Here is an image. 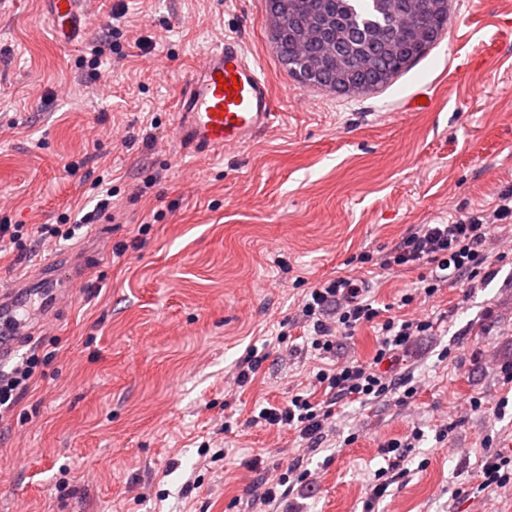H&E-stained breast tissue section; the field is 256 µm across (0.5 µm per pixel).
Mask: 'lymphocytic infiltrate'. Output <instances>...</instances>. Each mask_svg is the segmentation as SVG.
<instances>
[{
    "mask_svg": "<svg viewBox=\"0 0 512 512\" xmlns=\"http://www.w3.org/2000/svg\"><path fill=\"white\" fill-rule=\"evenodd\" d=\"M511 222L512 188L498 195L493 209L467 212L445 224L414 225L399 245L383 253L378 267L387 272L430 264L432 276L424 292L434 295L439 288L453 286L461 277L480 275L488 259L485 245L494 225ZM302 313L313 326V346L319 351L329 349L336 337L351 335L362 324L379 322L381 338L373 362L327 366L316 374L317 382L333 396L363 402L380 397L391 387L378 369L379 362L396 356L411 337L433 328L432 321L427 319L382 317L367 299L363 281L352 276L312 288ZM39 364L38 354L33 353L17 362L10 372L0 374V414L8 412L18 392L32 382ZM333 415L331 405L323 406L297 395L287 406L262 408L254 421L268 428H295L303 438L317 442L322 440L324 425Z\"/></svg>",
    "mask_w": 512,
    "mask_h": 512,
    "instance_id": "obj_1",
    "label": "lymphocytic infiltrate"
}]
</instances>
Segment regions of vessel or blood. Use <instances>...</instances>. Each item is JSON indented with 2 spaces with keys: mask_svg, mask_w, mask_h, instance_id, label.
<instances>
[{
  "mask_svg": "<svg viewBox=\"0 0 512 512\" xmlns=\"http://www.w3.org/2000/svg\"><path fill=\"white\" fill-rule=\"evenodd\" d=\"M86 2L48 0V18L61 45H70L88 29L93 15ZM276 119L270 86L235 37L204 54L201 66L182 85L175 112L180 144L191 154L220 153L225 147L254 140ZM63 267L71 281L82 280L85 259L75 255L61 267L42 264L0 289V364L9 361L44 322L55 319L68 299V283H62L59 275ZM34 297L39 300L36 313L20 317L21 304Z\"/></svg>",
  "mask_w": 512,
  "mask_h": 512,
  "instance_id": "b4317fda",
  "label": "vessel or blood"
}]
</instances>
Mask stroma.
I'll use <instances>...</instances> for the list:
<instances>
[{
    "mask_svg": "<svg viewBox=\"0 0 512 512\" xmlns=\"http://www.w3.org/2000/svg\"><path fill=\"white\" fill-rule=\"evenodd\" d=\"M90 8L63 47L46 0H0V224L29 229L0 249V284L89 259L88 284L36 336L35 383L0 423V512H252L274 468L290 490L268 512H512V492L476 490L484 457L512 450V228L487 243V277L429 298L430 265L373 275L358 261L512 187V0H449L423 57L385 89L346 95L289 76L265 0ZM103 31L112 50L96 60ZM228 35L280 117L223 154L186 153L176 98ZM422 92L429 109L406 111ZM81 209L94 222L72 240L30 232ZM348 274L367 277L377 308L435 328L382 363L389 393L338 403L314 450L252 415L298 393L325 401L321 365L372 360L376 324L321 355L300 313L316 283ZM253 351L250 382L226 384ZM394 440L408 472L377 499Z\"/></svg>",
    "mask_w": 512,
    "mask_h": 512,
    "instance_id": "1",
    "label": "stroma"
}]
</instances>
